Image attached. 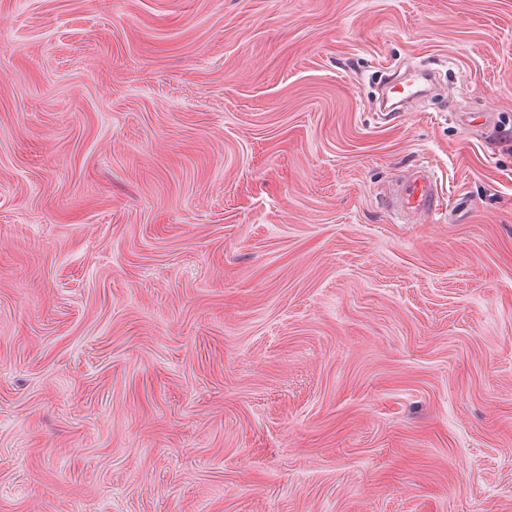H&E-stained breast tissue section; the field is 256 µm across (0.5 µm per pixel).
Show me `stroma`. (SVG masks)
I'll return each mask as SVG.
<instances>
[{
    "mask_svg": "<svg viewBox=\"0 0 512 512\" xmlns=\"http://www.w3.org/2000/svg\"><path fill=\"white\" fill-rule=\"evenodd\" d=\"M509 129L512 0H0V512H512ZM428 76H430L428 73H417L406 76L402 97L399 99H387L389 102L393 103V105L387 109L381 108L384 111V113L382 112V116H384L383 119H395L399 114L395 112H405L408 103L414 102L421 98L426 92V89L423 87V81L430 80L431 78L430 77L428 79ZM440 189L434 174L424 165L408 169L394 191L392 210L404 223L417 224L440 211Z\"/></svg>",
    "mask_w": 512,
    "mask_h": 512,
    "instance_id": "obj_1",
    "label": "stroma"
}]
</instances>
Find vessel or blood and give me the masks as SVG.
<instances>
[{
  "label": "vessel or blood",
  "mask_w": 512,
  "mask_h": 512,
  "mask_svg": "<svg viewBox=\"0 0 512 512\" xmlns=\"http://www.w3.org/2000/svg\"><path fill=\"white\" fill-rule=\"evenodd\" d=\"M426 79L423 73L406 76L402 97L396 99L392 107L385 109V117L395 118L397 113L405 111L409 103L421 98L425 93L423 83ZM440 206L438 182L426 166L418 164L411 167L397 181L392 210L403 222L420 223L436 215Z\"/></svg>",
  "instance_id": "1"
}]
</instances>
